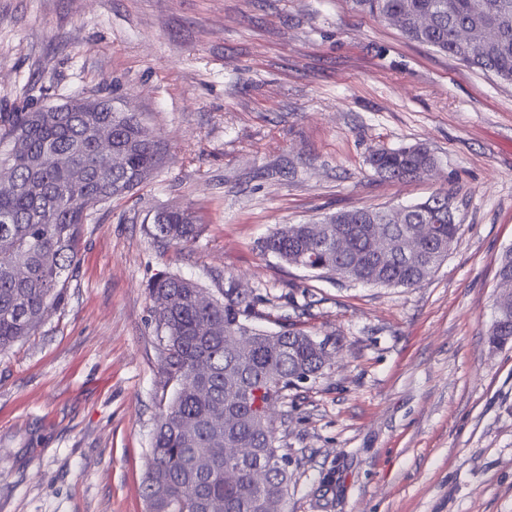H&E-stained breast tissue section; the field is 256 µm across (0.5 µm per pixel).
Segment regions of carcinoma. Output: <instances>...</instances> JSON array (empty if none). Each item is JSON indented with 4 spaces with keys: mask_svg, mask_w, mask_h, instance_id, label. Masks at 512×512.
<instances>
[{
    "mask_svg": "<svg viewBox=\"0 0 512 512\" xmlns=\"http://www.w3.org/2000/svg\"><path fill=\"white\" fill-rule=\"evenodd\" d=\"M357 9L396 26L413 42L512 82V0H353ZM124 153L125 167L112 169V155L98 150L100 133ZM64 155L61 167L56 156ZM160 142L134 112H8L0 114V180L16 189L0 193V351L34 334L46 308L65 300L69 270L83 226L97 206L131 193L161 166ZM370 164L389 179L420 177L436 167L423 145L383 149ZM448 192L407 206L403 223L389 211L363 207L326 215L308 224L276 226L262 249L291 264L301 259L321 278L379 286L413 287L448 256L460 225L438 218ZM435 222L434 246L403 254L397 244L413 224ZM333 223L349 239L343 253L313 237L320 223ZM382 227L396 247L384 260L374 255L368 228ZM201 233L189 209L162 208L151 234L169 246H185ZM152 319L162 343V370L176 385L153 433L143 493L149 512H260L258 494L286 500L291 477L279 453L268 410L286 391L317 377L326 367L328 341L316 340L294 323L267 331L254 324L258 298L224 289V300L203 306L199 285L164 273L148 284ZM248 448L240 480L224 481L227 450ZM266 470V486L253 487V472Z\"/></svg>",
    "mask_w": 512,
    "mask_h": 512,
    "instance_id": "cac0c4a2",
    "label": "carcinoma"
}]
</instances>
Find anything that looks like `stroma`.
I'll return each instance as SVG.
<instances>
[{"label": "stroma", "instance_id": "obj_1", "mask_svg": "<svg viewBox=\"0 0 512 512\" xmlns=\"http://www.w3.org/2000/svg\"><path fill=\"white\" fill-rule=\"evenodd\" d=\"M108 98L165 163L85 225L64 303L0 353V512H147L153 431L173 393L147 284L259 297L335 345L271 408L285 512H512V347L488 331L512 248V83L409 41L353 0H0V113ZM425 144L432 175L370 167ZM446 191L460 226L412 288L336 281L260 244L277 224ZM192 207L202 233L155 240ZM189 209L162 208L151 218V234L169 246H186L194 242L201 233V224Z\"/></svg>", "mask_w": 512, "mask_h": 512}]
</instances>
